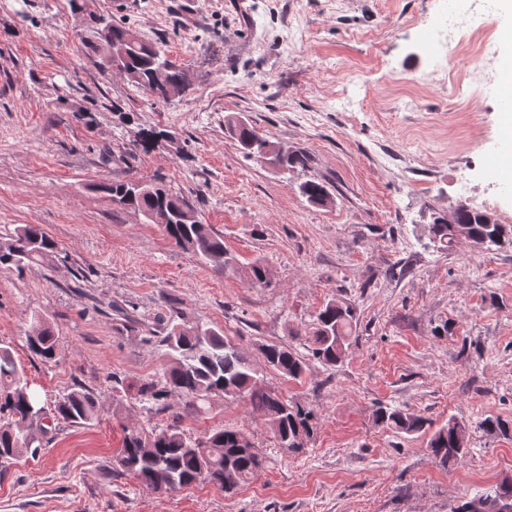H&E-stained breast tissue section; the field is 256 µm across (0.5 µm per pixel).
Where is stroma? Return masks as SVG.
<instances>
[{
	"mask_svg": "<svg viewBox=\"0 0 512 512\" xmlns=\"http://www.w3.org/2000/svg\"><path fill=\"white\" fill-rule=\"evenodd\" d=\"M469 3L450 53L433 38L444 0H245L240 12L227 0H0V237L37 224L65 255L0 267V343L44 402L76 385L99 399L95 421L58 424L39 453L0 465V512H455L512 475V437L477 428L512 419V248L462 240L443 251L428 234L462 205L512 225L500 94L468 81L484 40L506 53L503 16ZM95 14L162 45L188 90L157 102L102 73L89 48ZM233 112L304 152L306 167L244 155L224 130ZM149 127L174 134L177 149L132 151ZM129 179L182 197L236 269L199 263L96 189ZM308 179L329 203L299 194ZM257 258L269 286L247 277ZM330 301L356 312L344 360L309 362L297 381L266 369L263 345L299 347L294 330ZM175 310L223 327L268 388L319 417L291 455L244 403L183 415L188 435L232 425L263 453L232 496L209 484L157 494L109 476L124 428L166 420L134 398L116 403L112 382L158 379L157 332ZM37 317L59 339L55 362L28 348ZM381 405L435 429L472 424L468 456L435 464L428 433L376 423Z\"/></svg>",
	"mask_w": 512,
	"mask_h": 512,
	"instance_id": "1",
	"label": "stroma"
}]
</instances>
